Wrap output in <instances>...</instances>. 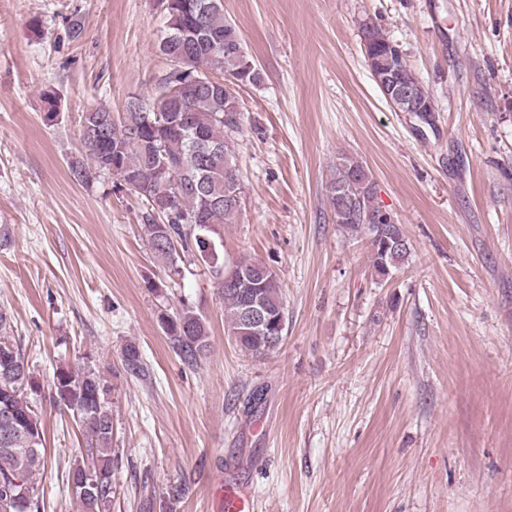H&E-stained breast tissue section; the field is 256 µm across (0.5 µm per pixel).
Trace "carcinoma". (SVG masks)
Wrapping results in <instances>:
<instances>
[{"label":"carcinoma","mask_w":512,"mask_h":512,"mask_svg":"<svg viewBox=\"0 0 512 512\" xmlns=\"http://www.w3.org/2000/svg\"><path fill=\"white\" fill-rule=\"evenodd\" d=\"M167 25L159 51L172 63L159 80L158 95L146 102L129 96L124 112L97 107L82 114L80 143L89 166L71 169L73 178L88 183L101 171L127 175L128 190L145 198L141 215L145 238L159 262L172 274L180 273L182 258L192 254L207 268L217 295L224 302V323L237 346L255 358L274 353L286 329L282 285L272 269L247 259L226 262L217 243L224 225L240 208L234 140L243 131L240 92L262 81L258 66L244 49L235 24L224 17L222 0H162ZM361 45L373 53L375 68L412 85L416 103L432 96L409 68L399 45L384 29L361 27ZM333 222L348 234L364 239L377 275L400 269L410 254L409 244L392 249L386 238H406L398 219L377 202V184L357 158L338 159L327 184ZM257 276L251 298L264 309L268 326L248 332L244 325V298L224 280L240 272ZM159 325L174 351L188 364L209 347L206 319L188 304L174 314L161 311ZM9 318L0 312V415L13 422L0 425V512H41L35 477L47 464L45 428L36 396L41 387L25 353L11 336ZM122 363L138 371V346L129 342ZM55 402L72 412L83 429L85 457L67 472V484L80 512L112 509V386L96 367L61 369L53 380Z\"/></svg>","instance_id":"obj_1"}]
</instances>
